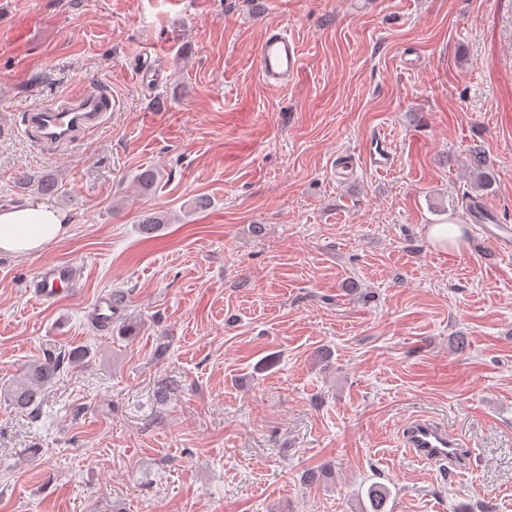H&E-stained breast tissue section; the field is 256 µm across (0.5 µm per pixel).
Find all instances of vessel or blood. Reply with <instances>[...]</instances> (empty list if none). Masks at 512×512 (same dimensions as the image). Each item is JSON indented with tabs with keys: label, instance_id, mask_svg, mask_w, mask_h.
Returning <instances> with one entry per match:
<instances>
[{
	"label": "vessel or blood",
	"instance_id": "1",
	"mask_svg": "<svg viewBox=\"0 0 512 512\" xmlns=\"http://www.w3.org/2000/svg\"><path fill=\"white\" fill-rule=\"evenodd\" d=\"M257 65L262 79L270 84L284 83L296 76L299 52L286 31L271 28L264 33ZM111 110L110 94L94 84L30 108L24 134L37 146L67 151L84 135L102 128ZM472 218L485 227V236L497 251H512V226L498 225L494 208L483 201L474 202ZM79 277L80 269L74 263L46 262L38 267L29 288L38 300L52 302L64 289L74 287ZM403 442L409 453L424 464L454 465L466 456L460 441L443 424L430 418L411 419L403 431Z\"/></svg>",
	"mask_w": 512,
	"mask_h": 512
}]
</instances>
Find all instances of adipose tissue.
<instances>
[{
	"mask_svg": "<svg viewBox=\"0 0 512 512\" xmlns=\"http://www.w3.org/2000/svg\"><path fill=\"white\" fill-rule=\"evenodd\" d=\"M68 231L66 216L49 202L0 208V253L33 255Z\"/></svg>",
	"mask_w": 512,
	"mask_h": 512,
	"instance_id": "ef3b65f1",
	"label": "adipose tissue"
}]
</instances>
